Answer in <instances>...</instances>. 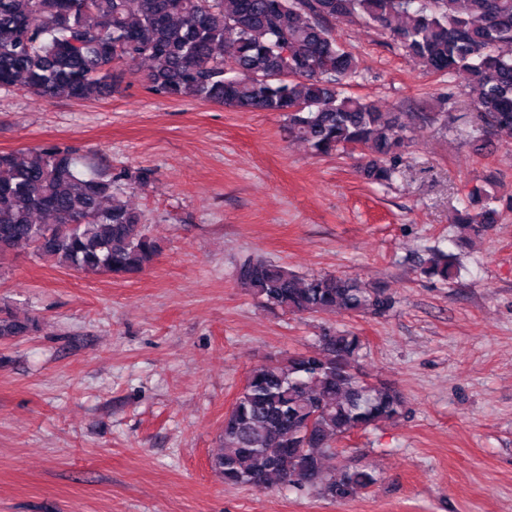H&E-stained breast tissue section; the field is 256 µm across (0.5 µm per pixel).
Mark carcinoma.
<instances>
[{"mask_svg":"<svg viewBox=\"0 0 512 512\" xmlns=\"http://www.w3.org/2000/svg\"><path fill=\"white\" fill-rule=\"evenodd\" d=\"M357 18L389 33L424 70L457 76L475 109L472 134L512 131V0H0V89L93 101L134 72L152 95L280 112L288 136L317 155L366 152L361 175L386 185L400 173L410 129L401 112H381L349 94L358 61L329 23ZM152 172L87 170L76 151L43 145L0 151V259L23 249L79 272L128 279L144 272L160 246L141 212L123 200ZM488 205L454 223L467 236L497 223ZM446 281L448 255L423 270ZM236 279L270 309L293 315L331 311L387 315V288L348 276L303 279L260 257ZM39 320L0 310V339L31 336ZM365 343L327 330L316 350L255 367L224 418L211 468L227 485L271 491L312 487L336 502L377 483L375 471L325 461L336 440L407 413L402 392L359 371Z\"/></svg>","mask_w":512,"mask_h":512,"instance_id":"1","label":"carcinoma"}]
</instances>
